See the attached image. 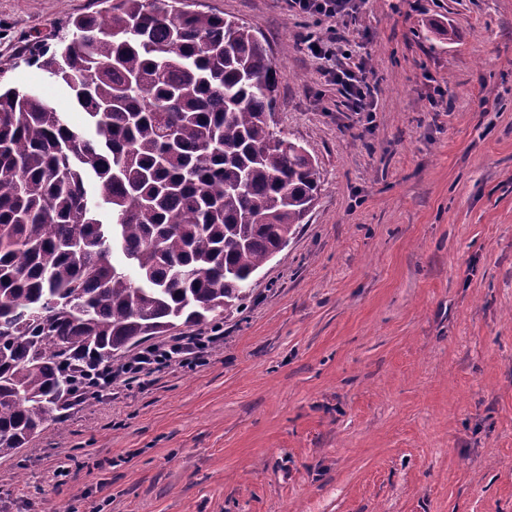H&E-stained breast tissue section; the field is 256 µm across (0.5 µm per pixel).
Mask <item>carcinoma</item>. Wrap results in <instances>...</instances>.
<instances>
[{
	"label": "carcinoma",
	"instance_id": "carcinoma-1",
	"mask_svg": "<svg viewBox=\"0 0 512 512\" xmlns=\"http://www.w3.org/2000/svg\"><path fill=\"white\" fill-rule=\"evenodd\" d=\"M174 2L113 0L28 50L84 128L0 91L1 459L100 363L239 309L317 199V164L274 120L263 37Z\"/></svg>",
	"mask_w": 512,
	"mask_h": 512
}]
</instances>
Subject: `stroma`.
Here are the masks:
<instances>
[{"instance_id":"35a3bbf8","label":"stroma","mask_w":512,"mask_h":512,"mask_svg":"<svg viewBox=\"0 0 512 512\" xmlns=\"http://www.w3.org/2000/svg\"><path fill=\"white\" fill-rule=\"evenodd\" d=\"M355 2L336 32L369 121L305 53L317 17L184 0L263 36L320 193L203 365L112 385L0 459V512H512V0ZM106 7L0 0V86L82 128L23 52Z\"/></svg>"}]
</instances>
